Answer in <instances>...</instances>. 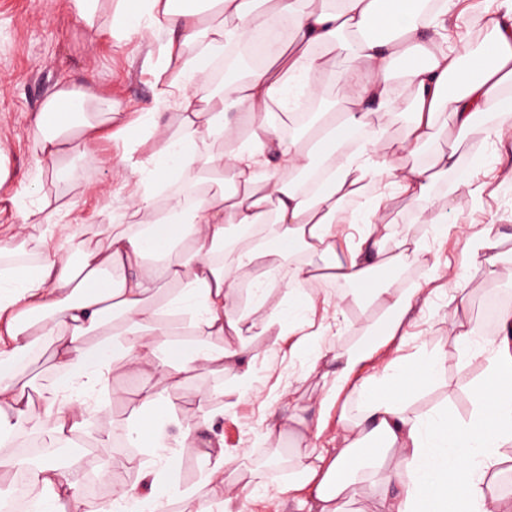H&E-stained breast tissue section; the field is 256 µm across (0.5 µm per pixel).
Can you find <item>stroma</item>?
I'll list each match as a JSON object with an SVG mask.
<instances>
[{
  "instance_id": "1",
  "label": "stroma",
  "mask_w": 512,
  "mask_h": 512,
  "mask_svg": "<svg viewBox=\"0 0 512 512\" xmlns=\"http://www.w3.org/2000/svg\"><path fill=\"white\" fill-rule=\"evenodd\" d=\"M166 39V32L154 23L144 24L140 34L122 42L106 32L90 35L72 14L67 0H0V154L13 182L27 181L33 171L37 150L34 118L58 83L68 81L112 95L119 104L116 122L120 125L153 111L154 74L164 61ZM154 149L151 140L142 143L103 136L97 144L96 163L86 168L78 185H45L50 197L71 206L61 214L60 223L86 225L103 212L110 214L113 223H120L126 200L136 186L123 184L114 163L122 156L143 161ZM467 172L485 183L482 199L466 194L448 197L449 183ZM433 195L439 201L450 200L451 218L463 230L435 234L431 225L421 223L418 210L407 207L402 199L393 201L388 219L420 241L430 265L398 266L384 271L383 276L388 279L395 275L422 287L409 314L421 333L395 337L366 362L365 369L376 372L419 351L442 353L446 357L444 376L413 395L407 408L417 415L444 410L450 419L462 422L470 418L472 389L485 379L486 371L481 362L461 360L448 323L442 318L445 293L451 285L450 273L460 265L467 233L494 224L501 234V252L512 254V142L486 146L478 157L470 147H463L458 169L435 185ZM467 288L473 303L475 335H492V328L482 318L484 301L492 294L512 296V280H494L474 269L467 278ZM253 346L257 358L251 388L240 390L228 374H196L172 394L170 405L179 425L194 423L195 396L199 390H210L212 425L202 430V437L222 447L226 456L246 454L260 465L270 452L260 442L268 409L274 407L284 413L292 403L317 407L322 379L319 372L311 370L304 350L293 347L291 340L273 345L258 339ZM136 387V381L123 368H115L106 385L111 392L108 408L92 417L91 424L109 432L111 452L141 460L145 457L143 449L127 448L122 439L125 426L137 411L128 397ZM288 390L293 393L289 399L284 396Z\"/></svg>"
}]
</instances>
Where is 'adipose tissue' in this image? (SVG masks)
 <instances>
[{
  "mask_svg": "<svg viewBox=\"0 0 512 512\" xmlns=\"http://www.w3.org/2000/svg\"><path fill=\"white\" fill-rule=\"evenodd\" d=\"M104 0H69L79 21L131 37L144 22L164 25L166 56L180 59V78L160 83L159 106L179 102L181 122L138 166L118 162L126 177L142 183L130 196L127 221L100 219L92 230L59 223V207L44 191L45 179L76 183L82 168L71 156L96 159V146L112 122L110 96L69 83L38 112L37 168L29 182L13 183L0 161V197L18 203L37 197L15 233L0 239V254L24 241L35 259L0 271V444L20 432L68 441L90 414L113 366L147 381L135 392L139 413L126 426L133 448H151L145 464L111 455L101 467L112 474L138 470L143 494L117 485L112 500L128 512H160L176 498L182 512H211L210 497L175 481L179 457L168 449L175 416L168 393L191 373H229L249 387L256 354L251 341L295 337L311 365L326 361L315 421L269 411L262 442L294 427L300 441L287 460L280 494L300 512H348L360 484L376 493L373 512H512V496L493 492L494 480L512 471V311L499 318L498 333L475 342L465 273L448 291V328L460 355L483 359L492 384L472 390L469 420L441 413L422 419L408 399L435 383L445 359L435 352L384 370L364 364L394 337L405 335L406 317L419 291L397 280L378 285L374 273L409 260L427 266L424 248L389 230L383 216L394 197L417 205L423 223L446 228L450 209L434 202V182L458 165L455 147L440 148L442 114L473 148L512 141V0L502 15L474 24L481 38L468 53L449 49L447 22L454 0H116L103 16ZM288 23L292 40L275 47L268 66L229 76L222 93L210 92L213 58L239 43L257 25ZM192 53H185V46ZM346 63L344 109L299 135L283 136L268 118L271 107L295 96L318 94L328 77L321 50ZM70 117L56 118L59 106ZM251 119L248 130L227 120L228 110ZM494 113L487 121L486 113ZM405 115L400 128L390 119ZM225 142L224 153L208 151ZM228 171L231 190L209 183L211 171ZM179 182L188 196H158ZM494 226L469 236L468 261L489 277L512 279V262L498 250ZM358 287L378 315L355 345L335 348L323 337L341 331L345 296L316 304L315 284ZM251 300L240 308L242 285ZM285 290L282 299L274 293ZM322 306L319 328L306 331V314ZM52 348L54 374L35 392L19 380L40 344ZM354 395L356 412L344 421L336 444L312 442L331 409ZM204 485H217L223 512H243L245 501L266 489V477L247 457L205 454ZM30 493L57 512H100L84 501L52 461L29 470Z\"/></svg>",
  "mask_w": 512,
  "mask_h": 512,
  "instance_id": "adipose-tissue-1",
  "label": "adipose tissue"
}]
</instances>
